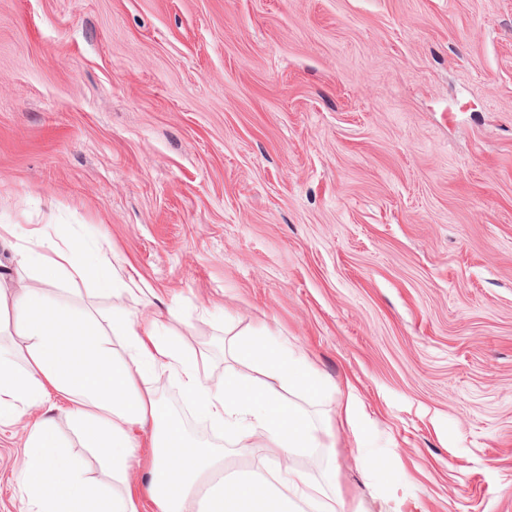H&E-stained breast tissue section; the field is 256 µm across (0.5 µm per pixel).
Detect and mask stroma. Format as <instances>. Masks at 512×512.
<instances>
[{
  "mask_svg": "<svg viewBox=\"0 0 512 512\" xmlns=\"http://www.w3.org/2000/svg\"><path fill=\"white\" fill-rule=\"evenodd\" d=\"M0 224L129 257L224 377V342L303 349L362 445L291 459L348 512H512V0H0ZM194 441L233 455L169 377ZM0 427V512H27ZM339 417L341 424L349 428L354 436L356 445L359 446L364 438V430L359 417L358 401L350 390L340 402Z\"/></svg>",
  "mask_w": 512,
  "mask_h": 512,
  "instance_id": "obj_1",
  "label": "stroma"
}]
</instances>
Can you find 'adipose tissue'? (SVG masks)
Segmentation results:
<instances>
[{
	"mask_svg": "<svg viewBox=\"0 0 512 512\" xmlns=\"http://www.w3.org/2000/svg\"><path fill=\"white\" fill-rule=\"evenodd\" d=\"M20 254L26 272L0 275V316L13 339L0 346V426L23 408L52 396L68 403L67 418L83 445L102 454L110 480L88 477L52 419L29 425L22 467L28 512H140L128 489L142 448L152 450L145 495L157 512H345L341 489L325 492L288 459L325 447L330 427L319 426L285 396L299 390L327 397L325 380L307 354L277 344L267 334L242 332L228 347L231 363L222 382L207 377L208 355L174 332L175 309L144 314L137 293L144 281L123 255H102L74 235L31 231ZM89 280L94 295L112 299L109 312L52 296L58 280ZM177 376L196 412L227 430L241 451L262 449L271 473L248 471L199 494L198 485L224 459L223 452L191 440L158 399L154 383Z\"/></svg>",
	"mask_w": 512,
	"mask_h": 512,
	"instance_id": "obj_1",
	"label": "adipose tissue"
}]
</instances>
